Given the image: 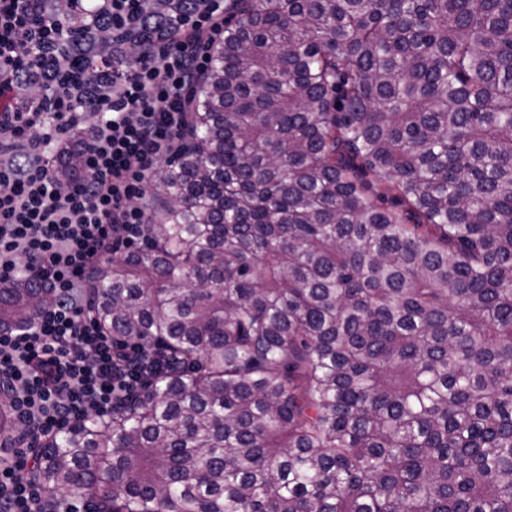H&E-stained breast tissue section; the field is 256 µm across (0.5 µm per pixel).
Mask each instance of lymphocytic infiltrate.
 I'll use <instances>...</instances> for the list:
<instances>
[{"instance_id":"lymphocytic-infiltrate-1","label":"lymphocytic infiltrate","mask_w":512,"mask_h":512,"mask_svg":"<svg viewBox=\"0 0 512 512\" xmlns=\"http://www.w3.org/2000/svg\"><path fill=\"white\" fill-rule=\"evenodd\" d=\"M83 2L61 18L56 0H0V285L53 296L30 327L0 329L18 434L0 512H43L33 448L143 384L145 350H117L86 285L104 258L144 244L150 183L224 36V0Z\"/></svg>"}]
</instances>
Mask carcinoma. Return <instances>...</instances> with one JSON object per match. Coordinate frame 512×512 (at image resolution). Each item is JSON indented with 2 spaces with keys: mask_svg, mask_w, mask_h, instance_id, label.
Here are the masks:
<instances>
[{
  "mask_svg": "<svg viewBox=\"0 0 512 512\" xmlns=\"http://www.w3.org/2000/svg\"><path fill=\"white\" fill-rule=\"evenodd\" d=\"M150 190L87 284L145 383L34 449L48 499L512 512V0H227Z\"/></svg>",
  "mask_w": 512,
  "mask_h": 512,
  "instance_id": "carcinoma-1",
  "label": "carcinoma"
}]
</instances>
